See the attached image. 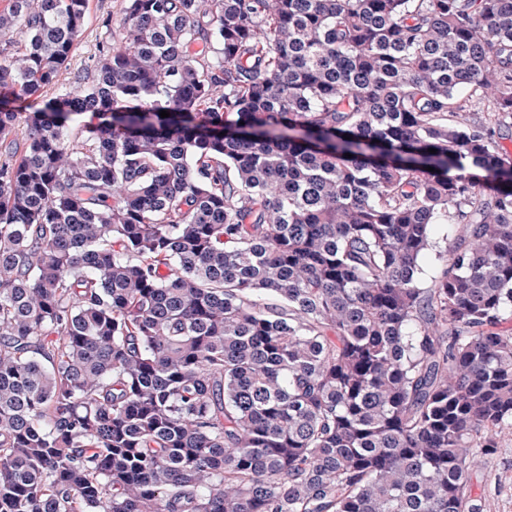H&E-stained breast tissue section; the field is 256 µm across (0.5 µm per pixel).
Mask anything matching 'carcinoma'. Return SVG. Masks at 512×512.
<instances>
[{
	"label": "carcinoma",
	"mask_w": 512,
	"mask_h": 512,
	"mask_svg": "<svg viewBox=\"0 0 512 512\" xmlns=\"http://www.w3.org/2000/svg\"><path fill=\"white\" fill-rule=\"evenodd\" d=\"M88 7L0 10V512H484L512 0H122L48 98ZM450 227L452 226L446 221H441V224L433 226L431 247L426 251L420 262L422 267V274L419 275L420 287H426L430 284V278L442 264V258L447 254L446 251L451 246L454 238Z\"/></svg>",
	"instance_id": "obj_1"
}]
</instances>
